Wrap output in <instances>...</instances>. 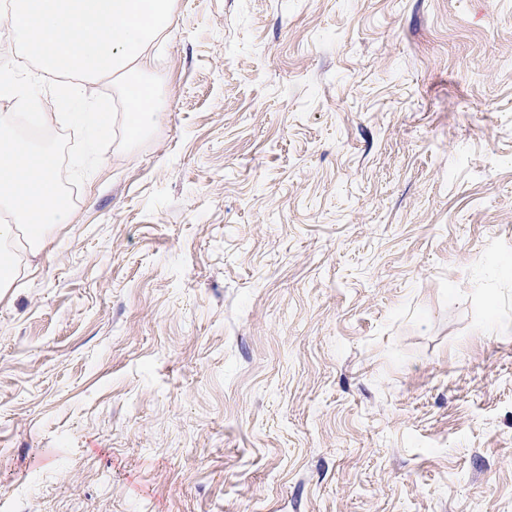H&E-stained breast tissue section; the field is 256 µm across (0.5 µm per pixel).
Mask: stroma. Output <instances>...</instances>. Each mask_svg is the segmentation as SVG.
Wrapping results in <instances>:
<instances>
[{"label":"stroma","instance_id":"35a3bbf8","mask_svg":"<svg viewBox=\"0 0 512 512\" xmlns=\"http://www.w3.org/2000/svg\"><path fill=\"white\" fill-rule=\"evenodd\" d=\"M128 144L0 297V512H512V0H175Z\"/></svg>","mask_w":512,"mask_h":512}]
</instances>
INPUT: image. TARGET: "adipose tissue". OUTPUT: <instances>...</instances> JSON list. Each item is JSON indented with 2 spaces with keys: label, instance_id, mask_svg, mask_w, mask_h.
<instances>
[{
  "label": "adipose tissue",
  "instance_id": "1",
  "mask_svg": "<svg viewBox=\"0 0 512 512\" xmlns=\"http://www.w3.org/2000/svg\"><path fill=\"white\" fill-rule=\"evenodd\" d=\"M174 0H18L5 21L20 37V59H36L43 75L67 81V93L82 99L90 80L115 77L125 112L126 135L138 138L159 116L155 93L142 76L152 48L174 20ZM37 83L0 76V201L17 221L0 224V296L39 269L48 233L67 223L60 205L62 174L50 152L17 139L12 111L34 107Z\"/></svg>",
  "mask_w": 512,
  "mask_h": 512
}]
</instances>
